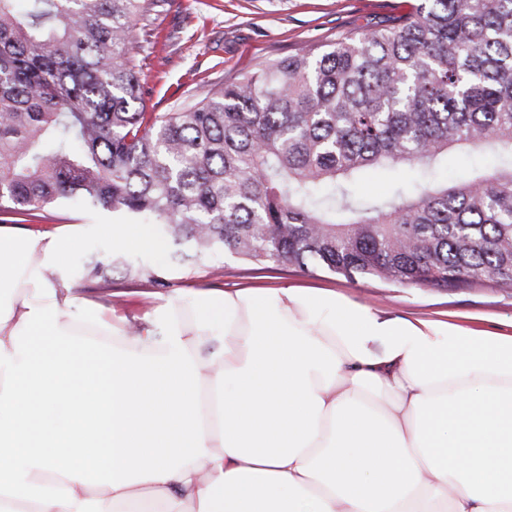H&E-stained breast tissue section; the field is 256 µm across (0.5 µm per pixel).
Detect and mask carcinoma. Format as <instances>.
<instances>
[{
	"label": "carcinoma",
	"instance_id": "1",
	"mask_svg": "<svg viewBox=\"0 0 512 512\" xmlns=\"http://www.w3.org/2000/svg\"><path fill=\"white\" fill-rule=\"evenodd\" d=\"M0 0V213L64 199L178 247L403 287L512 288V0H416L393 27L140 110L135 21L159 0ZM452 147L489 176L433 185ZM417 170L365 199L370 168Z\"/></svg>",
	"mask_w": 512,
	"mask_h": 512
}]
</instances>
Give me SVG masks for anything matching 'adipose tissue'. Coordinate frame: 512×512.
I'll list each match as a JSON object with an SVG mask.
<instances>
[{
	"mask_svg": "<svg viewBox=\"0 0 512 512\" xmlns=\"http://www.w3.org/2000/svg\"><path fill=\"white\" fill-rule=\"evenodd\" d=\"M82 227L0 230V512H512V334L333 291L55 285Z\"/></svg>",
	"mask_w": 512,
	"mask_h": 512,
	"instance_id": "adipose-tissue-1",
	"label": "adipose tissue"
}]
</instances>
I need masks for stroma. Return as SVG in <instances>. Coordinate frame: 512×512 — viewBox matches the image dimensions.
I'll list each match as a JSON object with an SVG mask.
<instances>
[{"label":"stroma","instance_id":"35a3bbf8","mask_svg":"<svg viewBox=\"0 0 512 512\" xmlns=\"http://www.w3.org/2000/svg\"><path fill=\"white\" fill-rule=\"evenodd\" d=\"M414 0H166L160 12L139 20L134 36L145 111L175 112L202 100L258 64L310 45L395 25ZM495 158L475 151L452 152L433 172L437 181L490 174ZM108 211L90 212L63 201L39 217L0 213V225L25 233L36 228L80 224L88 233L66 259L65 285L74 303L91 301L114 308L135 326L177 289L325 288L394 316L445 315L458 321L481 319L484 328L512 321V288H404L377 280L349 281L334 273L297 268L261 269L220 254L172 264V245L160 240L150 254L126 252L124 265L150 268L147 276L125 275L112 265V239L105 224L122 223Z\"/></svg>","mask_w":512,"mask_h":512}]
</instances>
